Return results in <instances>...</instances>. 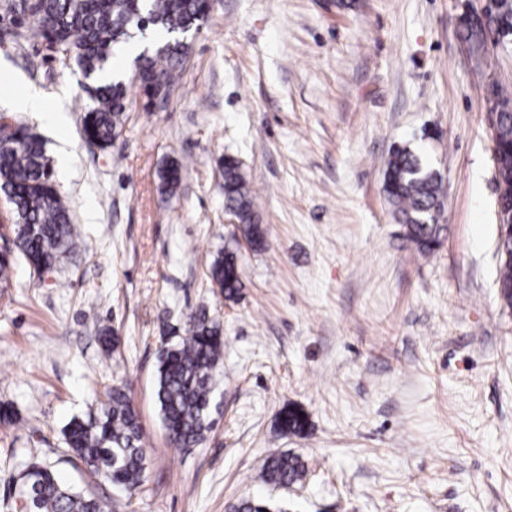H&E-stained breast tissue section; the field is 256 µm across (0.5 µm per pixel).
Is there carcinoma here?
Returning <instances> with one entry per match:
<instances>
[{"mask_svg": "<svg viewBox=\"0 0 512 512\" xmlns=\"http://www.w3.org/2000/svg\"><path fill=\"white\" fill-rule=\"evenodd\" d=\"M5 16L24 29L22 37L40 38L60 61L76 64L85 77L89 102L80 116V133L92 151H105L119 135L128 109L127 85L120 79L102 80L107 62L116 49L136 38L158 36L165 43L154 54L142 53L134 80L146 99L165 101L176 84L191 51L188 34L207 19V0H4ZM499 24L512 25V0H495V13L486 24L463 23L460 37L483 54L488 38ZM497 190L512 200V112H500L490 124ZM224 208L238 223L241 236L258 251L266 243V230L257 223L255 199L241 163L224 159ZM160 188L173 194L181 182V167L172 163L159 175ZM382 190L396 223L406 227L405 237L418 251L429 254L442 241L444 221L442 182L421 154L407 146H393L385 160ZM0 192L12 209L13 249L0 253V288L9 286L18 254L35 272L53 270L84 245L85 233L72 223L67 201L56 186L53 169L41 136L20 122L0 139ZM512 241L498 240L499 296L512 306V260L504 253ZM209 284L226 301H236L243 288L239 255L235 247L213 254L207 270ZM224 336L219 321L200 309L187 321V334L164 347L155 374V400L169 442L177 448L200 445L214 428L211 402L216 375L223 365ZM288 407L279 414L285 433L302 434L307 417ZM66 457L101 481L129 492L142 485L147 468L138 412L119 386L106 393L100 409L87 418H74L65 428ZM14 504L29 499L30 512H106L104 500L62 483L56 465L35 456L15 464ZM305 476L300 457L291 453L270 455L260 465L267 484L288 486ZM231 512H278L261 499H245L231 505Z\"/></svg>", "mask_w": 512, "mask_h": 512, "instance_id": "1", "label": "carcinoma"}]
</instances>
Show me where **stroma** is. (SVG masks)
<instances>
[{
    "mask_svg": "<svg viewBox=\"0 0 512 512\" xmlns=\"http://www.w3.org/2000/svg\"><path fill=\"white\" fill-rule=\"evenodd\" d=\"M463 0H215L164 109L143 110L134 56L114 59L134 106L103 153H89L75 67L22 44L0 15V114L46 141L90 251L38 275L18 262L0 305V512L15 461L58 462L111 512H227L266 497L288 512H512V307L498 296L495 164L485 86L512 93V46L467 53ZM40 73L29 77L32 63ZM395 145L442 176L448 229L421 254L382 193ZM236 157L267 230L240 244L239 301L206 272L237 226L222 164ZM182 166L175 194L159 172ZM224 326L215 427L170 446L154 399L163 344L198 308ZM117 338L104 351L99 331ZM125 383L148 459L135 493L61 462L63 431ZM297 406L304 436L279 432ZM290 452L303 482L259 478Z\"/></svg>",
    "mask_w": 512,
    "mask_h": 512,
    "instance_id": "35a3bbf8",
    "label": "stroma"
}]
</instances>
